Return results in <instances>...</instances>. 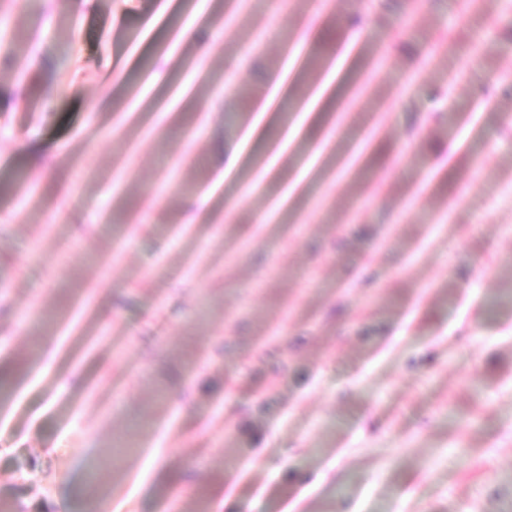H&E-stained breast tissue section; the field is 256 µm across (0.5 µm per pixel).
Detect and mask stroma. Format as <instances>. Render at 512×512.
Returning <instances> with one entry per match:
<instances>
[{
  "instance_id": "35a3bbf8",
  "label": "stroma",
  "mask_w": 512,
  "mask_h": 512,
  "mask_svg": "<svg viewBox=\"0 0 512 512\" xmlns=\"http://www.w3.org/2000/svg\"><path fill=\"white\" fill-rule=\"evenodd\" d=\"M19 4L37 51L0 48V504L14 512H512V0L477 44L422 54L461 0H236L159 82L207 77L191 106L123 121L160 28L211 0ZM357 57L334 111L261 179L246 149L219 189L230 222L178 228L215 143L254 117L282 48L312 23ZM157 17L159 29L145 33ZM65 44L61 79H43ZM128 66V82L109 84ZM442 98H435V91ZM42 146L50 168L32 169ZM322 156L299 204L281 186ZM23 174L37 204L22 209ZM150 208L136 229L133 209ZM265 212V226L253 221ZM192 391L189 407L178 392ZM336 483L316 478L328 466Z\"/></svg>"
}]
</instances>
